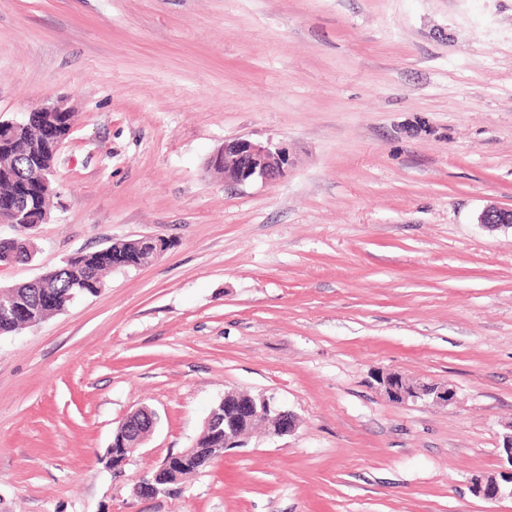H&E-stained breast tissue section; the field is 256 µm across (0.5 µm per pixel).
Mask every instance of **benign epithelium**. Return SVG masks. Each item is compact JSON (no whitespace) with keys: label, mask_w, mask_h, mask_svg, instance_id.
Segmentation results:
<instances>
[{"label":"benign epithelium","mask_w":512,"mask_h":512,"mask_svg":"<svg viewBox=\"0 0 512 512\" xmlns=\"http://www.w3.org/2000/svg\"><path fill=\"white\" fill-rule=\"evenodd\" d=\"M44 113L43 137L41 145L51 155V160L41 159L40 164L48 166L46 173L51 179L44 183L45 191L55 193L57 177V158L63 144L55 134V114L66 111L64 105L53 104L37 108ZM289 165L287 146L283 144L263 143L246 137H235L224 141V145L210 155L207 167L224 178V183L243 185L248 182L274 181L283 176ZM485 225H512V209L489 206L478 217ZM389 399L397 404L416 403L429 400L434 404L449 405L456 400L454 389L446 385L415 383L399 374H388L379 378ZM227 410L224 416V448H238L246 434L243 427H264L272 437H282L294 431V415L278 407L273 398L264 395L252 396L236 391H227L224 397L211 409L205 427L217 423L219 409ZM157 422L156 414L142 407L126 415L113 430L110 459L112 468L122 467L139 450L153 431ZM503 450L508 467L499 473V477H476L473 479L475 494L497 500L505 495L512 497V432L503 439ZM201 449L192 445L182 451L171 454L155 469L146 472L137 487L136 493L146 496H158L168 493L169 471L175 460L191 459L198 456Z\"/></svg>","instance_id":"benign-epithelium-1"}]
</instances>
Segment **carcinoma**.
I'll return each instance as SVG.
<instances>
[{"label": "carcinoma", "instance_id": "cac0c4a2", "mask_svg": "<svg viewBox=\"0 0 512 512\" xmlns=\"http://www.w3.org/2000/svg\"><path fill=\"white\" fill-rule=\"evenodd\" d=\"M39 133L40 113L31 112L9 136L11 147L0 153V167L17 174L22 173L26 168L22 154L38 139ZM51 200L52 196L47 195L29 202L25 220L19 228L28 231L44 223L45 217L49 215ZM29 245L30 239L27 236L0 239V264L25 260L29 254ZM114 248L137 252L145 259L152 257L156 250V246L150 242L125 239L114 241ZM111 270L110 264L101 259L97 252L78 253L62 266L44 273L35 282L10 286L7 294L20 306V320L37 325L48 317L64 311L76 298L97 294L104 285V274ZM46 289L54 291L58 297L57 307L53 311L41 308L38 303V294ZM199 447L203 448V451L197 459L180 463L181 480L184 481L208 467L213 459L221 456L220 448L224 447V442L214 440L211 434L205 431L199 439Z\"/></svg>", "mask_w": 512, "mask_h": 512}]
</instances>
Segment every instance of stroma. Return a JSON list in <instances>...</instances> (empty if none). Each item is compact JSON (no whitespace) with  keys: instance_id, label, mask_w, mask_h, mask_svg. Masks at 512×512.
Segmentation results:
<instances>
[{"instance_id":"35a3bbf8","label":"stroma","mask_w":512,"mask_h":512,"mask_svg":"<svg viewBox=\"0 0 512 512\" xmlns=\"http://www.w3.org/2000/svg\"><path fill=\"white\" fill-rule=\"evenodd\" d=\"M57 102V194L0 286L170 246L0 337V512H512L470 483L512 429V227L477 221L512 208V0H0V119ZM234 137L285 175L225 184ZM389 372L456 400L392 403ZM228 390L295 431L138 496ZM289 161L288 148L283 144L235 137L225 140L224 145L210 155L207 167L221 174L224 183L243 185L280 178L286 173ZM156 414L142 407L126 415L113 430L110 459L112 468L122 467L139 450L153 431Z\"/></svg>"}]
</instances>
